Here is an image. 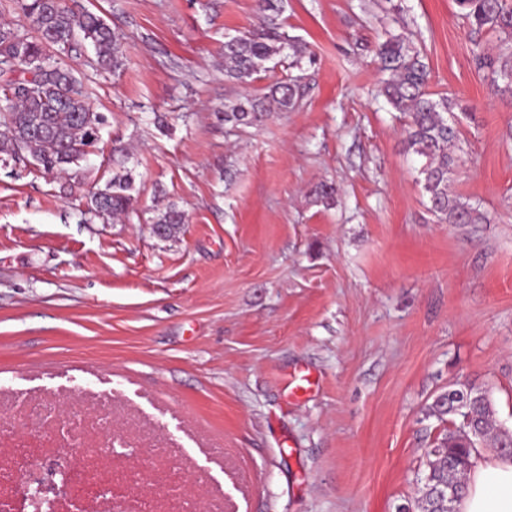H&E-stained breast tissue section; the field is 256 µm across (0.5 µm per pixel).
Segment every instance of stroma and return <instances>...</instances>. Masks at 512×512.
I'll use <instances>...</instances> for the list:
<instances>
[{"mask_svg": "<svg viewBox=\"0 0 512 512\" xmlns=\"http://www.w3.org/2000/svg\"><path fill=\"white\" fill-rule=\"evenodd\" d=\"M80 2L122 34L126 64L73 61L105 122L66 179L0 160V378L111 376L121 411L224 512H418L450 383L487 389L512 430V96L474 57L498 34L471 32L456 0H284L312 57L244 87L224 77V37L259 26L256 0ZM389 31L424 53L430 92L459 97L450 191L489 223L429 212L404 118L376 95ZM291 75L295 110L217 118ZM122 166L129 214L86 215ZM170 206L186 222L164 239ZM303 369L318 387L288 400Z\"/></svg>", "mask_w": 512, "mask_h": 512, "instance_id": "obj_1", "label": "stroma"}]
</instances>
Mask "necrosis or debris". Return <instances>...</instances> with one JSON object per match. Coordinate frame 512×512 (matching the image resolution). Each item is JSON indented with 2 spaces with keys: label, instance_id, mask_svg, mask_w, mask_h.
<instances>
[{
  "label": "necrosis or debris",
  "instance_id": "obj_1",
  "mask_svg": "<svg viewBox=\"0 0 512 512\" xmlns=\"http://www.w3.org/2000/svg\"><path fill=\"white\" fill-rule=\"evenodd\" d=\"M114 408L102 395L97 381L80 392L60 385L47 392L23 386L18 379L0 380V512H11L14 490L27 483L46 488L56 478L62 452L77 448L79 460L68 469L73 503L50 508L37 501L32 512H223L217 499L201 501L186 482L160 474L166 465L165 449H156L146 481L134 480L119 461L130 439H151L142 423H134V436L112 434ZM110 437L111 461L94 454L99 437Z\"/></svg>",
  "mask_w": 512,
  "mask_h": 512
}]
</instances>
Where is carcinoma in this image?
Wrapping results in <instances>:
<instances>
[{
  "instance_id": "obj_1",
  "label": "carcinoma",
  "mask_w": 512,
  "mask_h": 512,
  "mask_svg": "<svg viewBox=\"0 0 512 512\" xmlns=\"http://www.w3.org/2000/svg\"><path fill=\"white\" fill-rule=\"evenodd\" d=\"M22 22L0 24V73H34L0 84V152L14 161L33 164L40 172L57 176L68 173L99 142L104 118L90 103V91L63 57L78 58L85 45L93 48L95 61L103 70L116 71L124 65L119 35L95 12L78 0H11ZM470 25L500 35L512 43V0H457ZM263 24L224 41V75L241 85L267 69V63L288 54L298 65L306 47L284 31L280 16L283 0H258ZM380 70L389 75L380 89L388 104L407 114L404 129L406 151L417 157L419 182L428 198L429 211L441 222L484 224L487 216L478 202L450 194V176L459 157L455 153L458 131L448 123L457 102L428 91L429 73L424 56L401 34L389 35L377 48ZM480 67L489 71L503 93L512 95V53L476 55ZM299 87L292 80L276 82L262 97L245 96L224 107V122L242 126L263 123L270 112H288L296 107ZM135 178L132 170L112 174L105 188L91 193L89 211L112 218L128 213L132 206ZM173 236L185 223V214L168 207L155 220ZM466 400L459 413L446 402L434 400L438 416L457 415L459 422L429 453V473L418 500L419 512H452L478 443L492 441L502 455L512 457V432L491 434L494 410L487 390L460 384Z\"/></svg>"
}]
</instances>
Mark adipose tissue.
<instances>
[{"label":"adipose tissue","instance_id":"obj_1","mask_svg":"<svg viewBox=\"0 0 512 512\" xmlns=\"http://www.w3.org/2000/svg\"><path fill=\"white\" fill-rule=\"evenodd\" d=\"M455 512H512V458L473 453Z\"/></svg>","mask_w":512,"mask_h":512}]
</instances>
